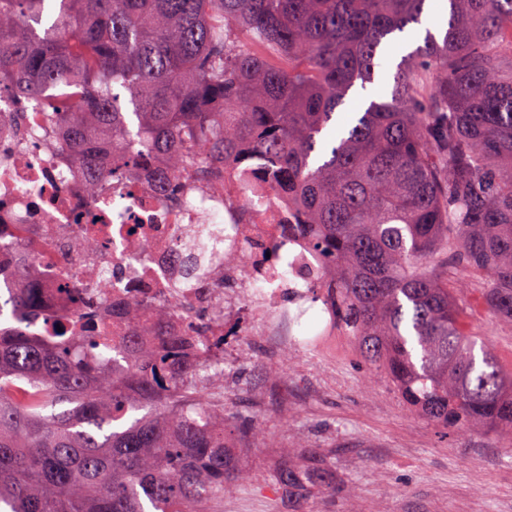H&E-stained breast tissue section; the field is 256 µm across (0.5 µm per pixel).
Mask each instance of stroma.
I'll return each mask as SVG.
<instances>
[{
    "instance_id": "obj_1",
    "label": "stroma",
    "mask_w": 512,
    "mask_h": 512,
    "mask_svg": "<svg viewBox=\"0 0 512 512\" xmlns=\"http://www.w3.org/2000/svg\"><path fill=\"white\" fill-rule=\"evenodd\" d=\"M472 326L488 335L499 360L512 364V323L488 319L477 293H464ZM224 371L239 383L234 405L262 438L242 449L248 480L224 498L242 512H292L294 498L275 480L287 462L317 453L332 464L335 491L307 498L306 512H512V439L474 427L452 435L403 405L387 379L357 356L338 361L341 385L316 393L322 364L271 356L259 336L224 354ZM268 373L269 386L288 387L296 404L254 405L249 388Z\"/></svg>"
}]
</instances>
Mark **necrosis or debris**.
Segmentation results:
<instances>
[{
	"label": "necrosis or debris",
	"instance_id": "necrosis-or-debris-1",
	"mask_svg": "<svg viewBox=\"0 0 512 512\" xmlns=\"http://www.w3.org/2000/svg\"><path fill=\"white\" fill-rule=\"evenodd\" d=\"M21 127L31 144L17 151L12 128L0 129V286L15 285L14 257L31 243L32 284L58 310L40 322L43 335L70 332L87 292L97 307L104 341L136 331L143 346L183 340L193 361L220 356L247 326L260 327L277 353L310 350L328 362L349 348L336 321V276L309 237L292 229L288 197L260 176L259 161L209 169L187 196L166 194L154 171L134 167L116 181L103 176L94 193L88 174L65 161L39 113L26 109ZM275 253L273 268L261 263ZM198 274L182 287L189 258ZM142 301L129 309L128 289ZM318 309L313 334L297 328ZM223 310L209 350L192 332L198 311Z\"/></svg>",
	"mask_w": 512,
	"mask_h": 512
}]
</instances>
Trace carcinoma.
<instances>
[{"label": "carcinoma", "mask_w": 512, "mask_h": 512, "mask_svg": "<svg viewBox=\"0 0 512 512\" xmlns=\"http://www.w3.org/2000/svg\"><path fill=\"white\" fill-rule=\"evenodd\" d=\"M0 0V88L41 111L88 191L150 161L160 181L269 159L312 244L336 269V318L404 405L449 431L512 432V368L472 331L460 294L512 322V0H448L443 31L395 67L391 97L342 120L349 92L389 67L383 47L427 0ZM207 146L204 155L195 145ZM0 328V505L9 512H213L242 474L224 408L190 401L182 341L109 374L90 334L43 336L28 288ZM144 405L154 412L121 425ZM281 484L333 489L330 465Z\"/></svg>", "instance_id": "cac0c4a2"}]
</instances>
